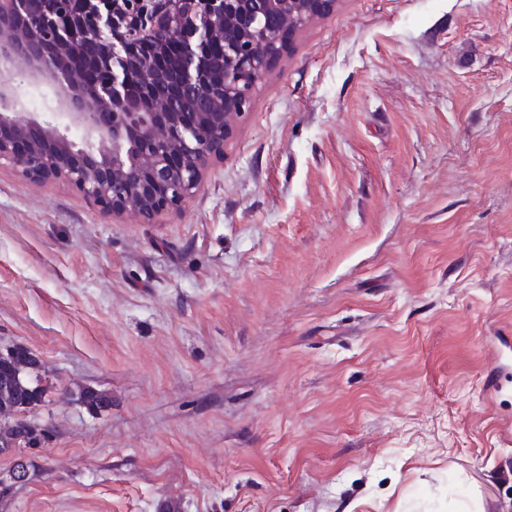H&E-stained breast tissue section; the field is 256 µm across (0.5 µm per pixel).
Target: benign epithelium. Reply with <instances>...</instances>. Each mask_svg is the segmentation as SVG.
<instances>
[{
    "label": "benign epithelium",
    "mask_w": 512,
    "mask_h": 512,
    "mask_svg": "<svg viewBox=\"0 0 512 512\" xmlns=\"http://www.w3.org/2000/svg\"><path fill=\"white\" fill-rule=\"evenodd\" d=\"M332 2L0 0V164L147 224L178 211L288 35Z\"/></svg>",
    "instance_id": "7a95c632"
}]
</instances>
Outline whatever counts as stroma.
<instances>
[{
	"label": "stroma",
	"mask_w": 512,
	"mask_h": 512,
	"mask_svg": "<svg viewBox=\"0 0 512 512\" xmlns=\"http://www.w3.org/2000/svg\"><path fill=\"white\" fill-rule=\"evenodd\" d=\"M505 338L512 0H335L180 212L0 165V348L55 431L0 512H512Z\"/></svg>",
	"instance_id": "35a3bbf8"
}]
</instances>
